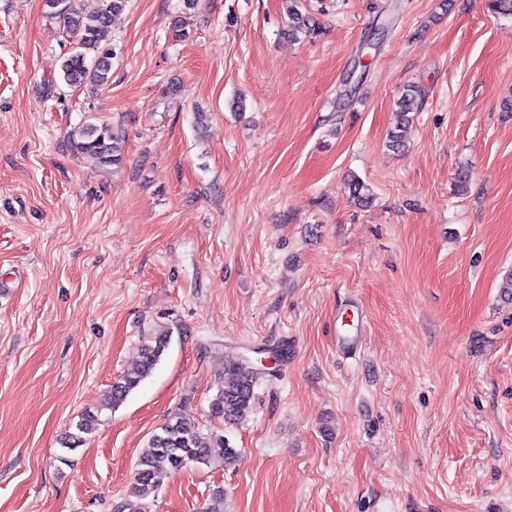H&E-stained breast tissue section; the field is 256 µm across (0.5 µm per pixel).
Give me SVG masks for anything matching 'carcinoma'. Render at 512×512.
Here are the masks:
<instances>
[{"label": "carcinoma", "instance_id": "cac0c4a2", "mask_svg": "<svg viewBox=\"0 0 512 512\" xmlns=\"http://www.w3.org/2000/svg\"><path fill=\"white\" fill-rule=\"evenodd\" d=\"M128 0H105L104 7L84 16L66 0H45L49 8L46 18L63 23L68 33L78 36L77 50L64 59L61 70L66 83L81 86L85 83L104 84L112 69L113 50L108 40L112 17L122 12ZM316 24L310 16L298 9L289 13L288 35L312 36ZM418 91L411 86L398 102V123L389 136V147L396 151L405 148L403 129L409 123L411 101ZM72 145L77 152L96 158L104 165L120 161L116 136L107 126L87 125L72 135ZM167 346V337L159 336L141 346L136 368L112 385L106 404L119 406L139 384L147 378L159 363ZM261 376L247 357L224 364V380L217 387L210 401L213 416L228 422L241 421L253 407L254 387ZM227 460H234L238 451L229 446L221 435L203 433L181 416L171 417L160 431L154 433L148 443V451L138 459L134 480L128 491V499L121 512H144L145 501L155 495L164 481L184 464L209 462L214 453Z\"/></svg>", "mask_w": 512, "mask_h": 512}]
</instances>
